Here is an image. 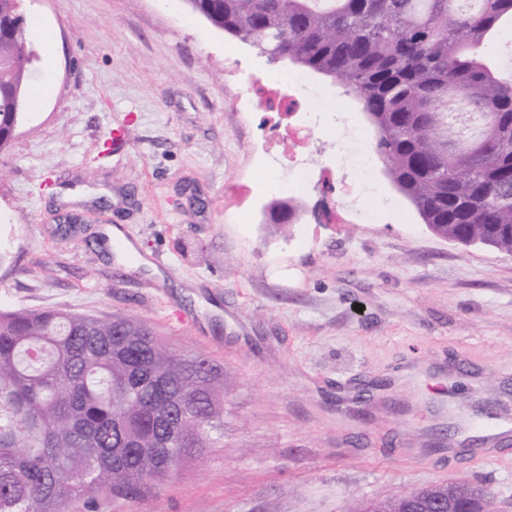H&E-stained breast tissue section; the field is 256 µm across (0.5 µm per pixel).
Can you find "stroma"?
<instances>
[{
  "mask_svg": "<svg viewBox=\"0 0 512 512\" xmlns=\"http://www.w3.org/2000/svg\"><path fill=\"white\" fill-rule=\"evenodd\" d=\"M60 45L53 91L0 155V309L133 315L223 364L224 445L96 512H357L440 481L512 512V465L459 466L449 406L512 381V254L432 234L397 204L362 223L312 182L293 224L259 188L271 107L237 111L225 52L258 49L187 0H24ZM246 184L248 197L230 194ZM120 226L139 261L116 260ZM466 355L464 392L429 367Z\"/></svg>",
  "mask_w": 512,
  "mask_h": 512,
  "instance_id": "1",
  "label": "stroma"
}]
</instances>
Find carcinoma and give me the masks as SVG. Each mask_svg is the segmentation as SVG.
I'll return each instance as SVG.
<instances>
[{
  "instance_id": "1",
  "label": "carcinoma",
  "mask_w": 512,
  "mask_h": 512,
  "mask_svg": "<svg viewBox=\"0 0 512 512\" xmlns=\"http://www.w3.org/2000/svg\"><path fill=\"white\" fill-rule=\"evenodd\" d=\"M23 0H0V154L29 100ZM214 28L352 92L385 176L449 239L512 253V0H186ZM224 366L134 316L0 310V512H94L224 445ZM184 416L165 434L171 405Z\"/></svg>"
}]
</instances>
